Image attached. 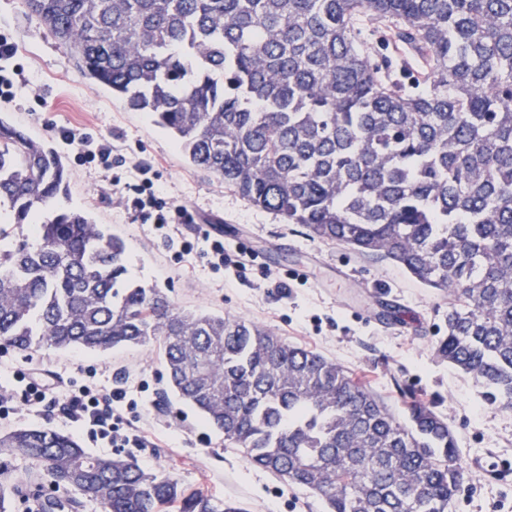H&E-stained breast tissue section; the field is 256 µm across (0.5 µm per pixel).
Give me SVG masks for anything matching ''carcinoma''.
Listing matches in <instances>:
<instances>
[{
	"label": "carcinoma",
	"instance_id": "obj_1",
	"mask_svg": "<svg viewBox=\"0 0 512 512\" xmlns=\"http://www.w3.org/2000/svg\"><path fill=\"white\" fill-rule=\"evenodd\" d=\"M90 83L196 169L326 243L448 294L437 355L512 409V0H24ZM415 51L389 75L377 46ZM66 158L0 116V344H157L168 386L253 465L327 512H449L447 418L401 423L334 360L177 308L68 195ZM31 463L22 475L15 456ZM244 512L51 427L0 435V512Z\"/></svg>",
	"mask_w": 512,
	"mask_h": 512
}]
</instances>
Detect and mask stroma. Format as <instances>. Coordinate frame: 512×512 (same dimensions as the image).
I'll use <instances>...</instances> for the list:
<instances>
[{"label": "stroma", "instance_id": "35a3bbf8", "mask_svg": "<svg viewBox=\"0 0 512 512\" xmlns=\"http://www.w3.org/2000/svg\"><path fill=\"white\" fill-rule=\"evenodd\" d=\"M1 33L16 44L14 61L26 81L14 100H0V115L38 139L55 140L56 128L64 126L111 145L109 165H72L67 202L126 240L132 278L165 289L184 310L241 317L336 360L362 376L397 418L405 416L404 393L416 394L447 418L457 439L467 480L452 512H512V410L484 405L473 380L437 357L447 294L421 285L395 262L314 240L300 225L284 223L196 170L145 113L92 88L21 0H0ZM138 162L150 165L159 197L186 206L195 223L160 229L127 204ZM214 231L226 250L245 246L257 260L233 275L214 270L207 255ZM384 302L400 307L401 320L381 318ZM32 370L55 377L60 390L35 412L16 380ZM90 381L126 392L123 424L146 431L149 442L124 454L144 468L202 486L246 512H324L318 497L251 465L225 447L223 434L195 409L167 395L164 362L152 344L96 354L0 346V389L12 399L9 414L0 415V432L49 426L74 434L89 453L103 454L101 444L65 417V401Z\"/></svg>", "mask_w": 512, "mask_h": 512}]
</instances>
